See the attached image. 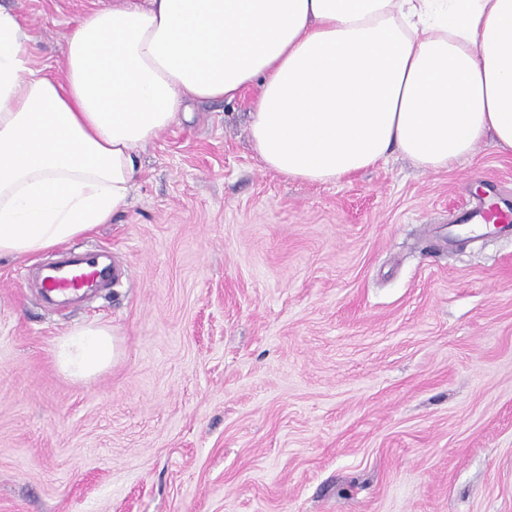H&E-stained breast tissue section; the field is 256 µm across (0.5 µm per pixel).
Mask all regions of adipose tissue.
<instances>
[{
    "instance_id": "obj_1",
    "label": "adipose tissue",
    "mask_w": 512,
    "mask_h": 512,
    "mask_svg": "<svg viewBox=\"0 0 512 512\" xmlns=\"http://www.w3.org/2000/svg\"><path fill=\"white\" fill-rule=\"evenodd\" d=\"M30 40L0 8V258L107 223L143 146L252 87L250 137L289 180L334 183L394 151L438 172L488 135L512 154V0H126L75 21L59 78ZM114 356L105 325L55 346L77 379Z\"/></svg>"
}]
</instances>
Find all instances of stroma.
<instances>
[{"instance_id": "1", "label": "stroma", "mask_w": 512, "mask_h": 512, "mask_svg": "<svg viewBox=\"0 0 512 512\" xmlns=\"http://www.w3.org/2000/svg\"><path fill=\"white\" fill-rule=\"evenodd\" d=\"M112 3L0 7L55 71ZM257 94L162 132L66 243L111 286L50 305L64 249L0 259V512H512V232L448 235L466 201L512 212V155L290 181L249 137ZM85 324L116 356L78 381L54 349Z\"/></svg>"}]
</instances>
